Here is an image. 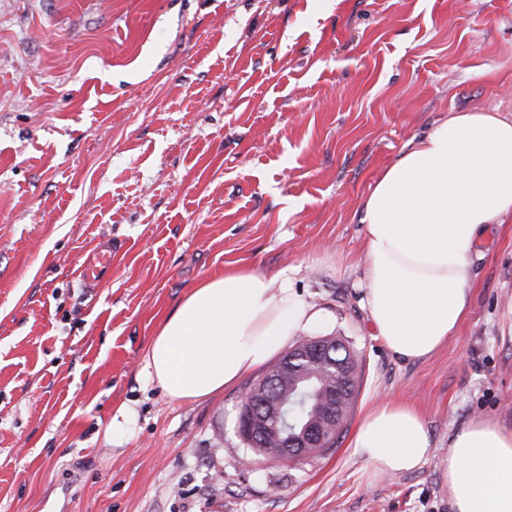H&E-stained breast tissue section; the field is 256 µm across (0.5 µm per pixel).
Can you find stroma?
<instances>
[{
    "mask_svg": "<svg viewBox=\"0 0 512 512\" xmlns=\"http://www.w3.org/2000/svg\"><path fill=\"white\" fill-rule=\"evenodd\" d=\"M453 112L512 118V0H0V512H450L453 431L512 430V217L470 255L457 336L407 361L361 302L358 210ZM234 266L294 268L327 318L311 337L355 349L330 452L249 459L261 371L197 401L147 378L166 315ZM385 400L418 410L431 454L377 476L349 443ZM112 265V244L105 242L88 257L81 270V277L86 286L96 288L106 279ZM135 416V409L129 405H122L116 410L109 427L112 433V441L114 437L119 439L129 432Z\"/></svg>",
    "mask_w": 512,
    "mask_h": 512,
    "instance_id": "obj_1",
    "label": "stroma"
}]
</instances>
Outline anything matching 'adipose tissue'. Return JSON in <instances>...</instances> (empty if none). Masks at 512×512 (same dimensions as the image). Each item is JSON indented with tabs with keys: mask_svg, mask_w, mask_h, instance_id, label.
I'll return each mask as SVG.
<instances>
[{
	"mask_svg": "<svg viewBox=\"0 0 512 512\" xmlns=\"http://www.w3.org/2000/svg\"><path fill=\"white\" fill-rule=\"evenodd\" d=\"M512 215V120L454 112L412 138L359 210L366 268L362 301L395 355H432L465 320L470 252L490 225ZM323 314L294 286L291 268L239 267L204 279L162 322L145 372L177 400L213 397L267 364ZM377 473L421 466L431 442L408 404L384 401L350 442ZM443 465L451 512H512V431L487 418L463 424Z\"/></svg>",
	"mask_w": 512,
	"mask_h": 512,
	"instance_id": "ef3b65f1",
	"label": "adipose tissue"
}]
</instances>
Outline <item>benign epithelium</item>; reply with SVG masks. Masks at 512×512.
<instances>
[{"instance_id": "7a95c632", "label": "benign epithelium", "mask_w": 512, "mask_h": 512, "mask_svg": "<svg viewBox=\"0 0 512 512\" xmlns=\"http://www.w3.org/2000/svg\"><path fill=\"white\" fill-rule=\"evenodd\" d=\"M338 344L334 337L301 341L289 347L279 359L278 368L268 372L258 385L244 393L241 402L239 436L247 444L271 441L272 458L280 461L300 460L329 444L332 429L343 420L341 386L320 390L317 402L303 421L290 423L288 402L275 395V389L288 383L295 385L312 377L324 380L321 368H333L341 383L352 378L356 365L350 361L336 363Z\"/></svg>"}]
</instances>
